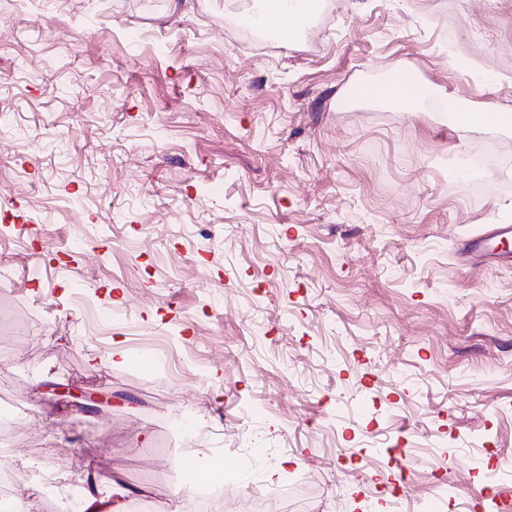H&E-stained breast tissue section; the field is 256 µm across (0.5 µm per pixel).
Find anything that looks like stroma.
I'll list each match as a JSON object with an SVG mask.
<instances>
[{
  "label": "stroma",
  "mask_w": 512,
  "mask_h": 512,
  "mask_svg": "<svg viewBox=\"0 0 512 512\" xmlns=\"http://www.w3.org/2000/svg\"><path fill=\"white\" fill-rule=\"evenodd\" d=\"M320 3L262 44L233 0H0L26 512H112L109 474L125 512H192L217 459L228 512L512 496V257L474 247L512 225V127L441 107L512 110V0ZM398 75L409 102L367 97ZM448 104L453 110L456 120L465 126L486 124L489 121L490 114L501 116V120L496 121V123L507 126L512 125L511 110H502L490 105L479 107L470 101L462 99H450Z\"/></svg>",
  "instance_id": "obj_1"
}]
</instances>
